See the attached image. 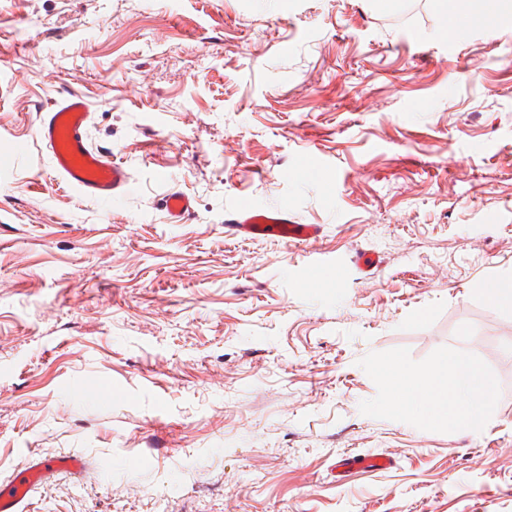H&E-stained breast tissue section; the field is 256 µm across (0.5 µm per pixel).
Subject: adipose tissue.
Wrapping results in <instances>:
<instances>
[{"instance_id":"obj_1","label":"adipose tissue","mask_w":512,"mask_h":512,"mask_svg":"<svg viewBox=\"0 0 512 512\" xmlns=\"http://www.w3.org/2000/svg\"><path fill=\"white\" fill-rule=\"evenodd\" d=\"M387 397L395 415H414L426 425L467 433L479 431L496 397L494 379L474 361L451 355L416 373L393 362L382 370Z\"/></svg>"}]
</instances>
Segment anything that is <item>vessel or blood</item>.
<instances>
[{
    "mask_svg": "<svg viewBox=\"0 0 512 512\" xmlns=\"http://www.w3.org/2000/svg\"><path fill=\"white\" fill-rule=\"evenodd\" d=\"M93 120L91 105L78 90L66 91L37 114V136L56 175L82 197L109 206L122 201L130 192L131 175L113 158L111 150L92 146L88 130ZM170 223L181 224L192 214V200L170 190L160 202ZM228 222L236 235L244 238L277 237L284 242L308 243L317 240L318 225L300 224L287 212L261 209L249 200H240L230 212ZM388 460L381 455H356L343 458L344 472L360 468L380 469ZM85 463L80 456L61 454L29 461L8 479L0 481V512H21V505L54 475L78 473Z\"/></svg>",
    "mask_w": 512,
    "mask_h": 512,
    "instance_id": "obj_1",
    "label": "vessel or blood"
}]
</instances>
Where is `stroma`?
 Wrapping results in <instances>:
<instances>
[{
    "label": "stroma",
    "instance_id": "obj_1",
    "mask_svg": "<svg viewBox=\"0 0 512 512\" xmlns=\"http://www.w3.org/2000/svg\"><path fill=\"white\" fill-rule=\"evenodd\" d=\"M442 15L0 0V137L28 144L0 152V480L86 464L23 512H512V311L480 293L512 280V13L455 42ZM69 88L131 173L112 212L34 138ZM241 198L323 232L226 235ZM452 353L497 381L480 433L384 410L380 364ZM162 210L167 214L169 223L182 224L193 213L192 200L183 193L171 189L160 202ZM339 463V466L342 467L344 473H349L353 469L360 468H385L388 465V459L383 455H356L343 458Z\"/></svg>",
    "mask_w": 512,
    "mask_h": 512
}]
</instances>
